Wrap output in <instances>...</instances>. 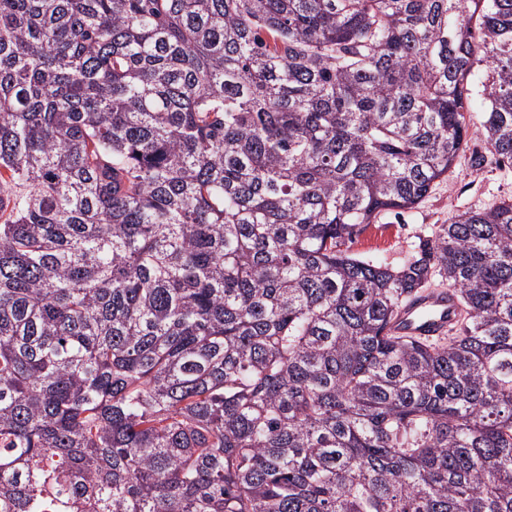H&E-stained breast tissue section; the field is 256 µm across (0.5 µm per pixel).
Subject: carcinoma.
Here are the masks:
<instances>
[{"label": "carcinoma", "instance_id": "carcinoma-1", "mask_svg": "<svg viewBox=\"0 0 512 512\" xmlns=\"http://www.w3.org/2000/svg\"><path fill=\"white\" fill-rule=\"evenodd\" d=\"M476 120L512 0H0V512H512V199L347 248ZM457 320V306L450 290H436L406 303L395 320L399 335L431 338L443 335Z\"/></svg>", "mask_w": 512, "mask_h": 512}]
</instances>
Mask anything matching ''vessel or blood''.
Here are the masks:
<instances>
[{
  "label": "vessel or blood",
  "instance_id": "vessel-or-blood-1",
  "mask_svg": "<svg viewBox=\"0 0 512 512\" xmlns=\"http://www.w3.org/2000/svg\"><path fill=\"white\" fill-rule=\"evenodd\" d=\"M457 306L452 292L436 290L406 303L395 320L396 333L417 338L442 335L455 324Z\"/></svg>",
  "mask_w": 512,
  "mask_h": 512
}]
</instances>
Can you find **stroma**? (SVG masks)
I'll return each mask as SVG.
<instances>
[{"label": "stroma", "mask_w": 512, "mask_h": 512, "mask_svg": "<svg viewBox=\"0 0 512 512\" xmlns=\"http://www.w3.org/2000/svg\"><path fill=\"white\" fill-rule=\"evenodd\" d=\"M510 197L512 165L491 158L477 171L465 154L416 208L382 215L360 235L351 250L368 259L397 265L416 252L421 238L430 235L435 226L450 223L458 214L481 211Z\"/></svg>", "instance_id": "1"}]
</instances>
